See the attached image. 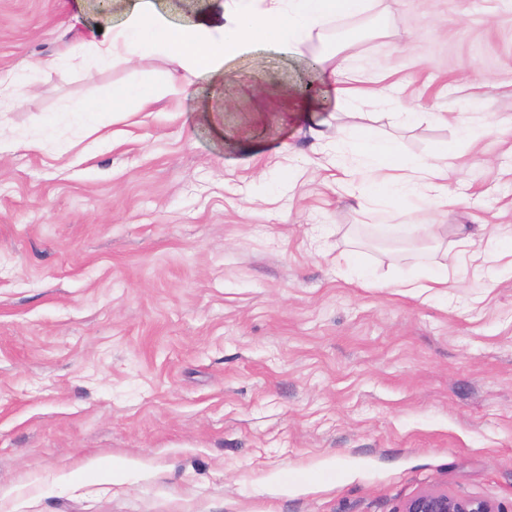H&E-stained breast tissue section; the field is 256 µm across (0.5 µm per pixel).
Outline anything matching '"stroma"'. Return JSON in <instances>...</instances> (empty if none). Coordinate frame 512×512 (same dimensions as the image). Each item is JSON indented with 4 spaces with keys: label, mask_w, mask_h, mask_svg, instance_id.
<instances>
[{
    "label": "stroma",
    "mask_w": 512,
    "mask_h": 512,
    "mask_svg": "<svg viewBox=\"0 0 512 512\" xmlns=\"http://www.w3.org/2000/svg\"><path fill=\"white\" fill-rule=\"evenodd\" d=\"M71 6L0 0V73L75 44ZM334 30L387 86L342 123L409 159L448 144L429 223L512 240V0H373ZM167 68L51 73L0 112V512H512V267L464 254L444 293H400L422 271L383 227L408 203L359 208L268 106L298 63L243 57L218 100ZM124 81L158 100L82 146L69 104ZM400 512H499L485 499L459 498L442 491H423L406 501Z\"/></svg>",
    "instance_id": "stroma-1"
}]
</instances>
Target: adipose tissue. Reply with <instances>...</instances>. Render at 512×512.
Listing matches in <instances>:
<instances>
[{"mask_svg":"<svg viewBox=\"0 0 512 512\" xmlns=\"http://www.w3.org/2000/svg\"><path fill=\"white\" fill-rule=\"evenodd\" d=\"M370 0H188L186 22H175L164 0H74L72 18L84 33L70 59L46 57L28 63L22 72L0 75V107L13 105L34 73H51L72 66L86 75L117 63L147 58L171 62L169 84L184 75L205 80L214 87L224 83L228 63L260 46H272L300 63L305 73L320 81L317 94L294 92L287 107L306 123L316 139H324L331 118L348 104L375 96L377 78L356 67L345 47L327 53L310 51V43L323 37L336 17H358ZM155 92L143 83L113 85L107 96L95 102L76 101L69 109L78 113L142 112L150 108ZM344 143L357 155L353 166H343L333 154H325L328 166H341L349 183L368 187L371 194L407 199L420 197L422 207L409 214L404 225H389V232H403L408 244L404 259L428 269L425 281H400L412 292H439L448 286V260L453 252H467L482 244L500 246L484 224H461L453 245H445L439 227L427 223V209L447 204L448 173L455 157L447 145L437 146L425 162L401 158L390 139H374L362 128L345 131ZM503 247V246H500ZM512 255V246L503 247Z\"/></svg>","mask_w":512,"mask_h":512,"instance_id":"ef3b65f1","label":"adipose tissue"}]
</instances>
